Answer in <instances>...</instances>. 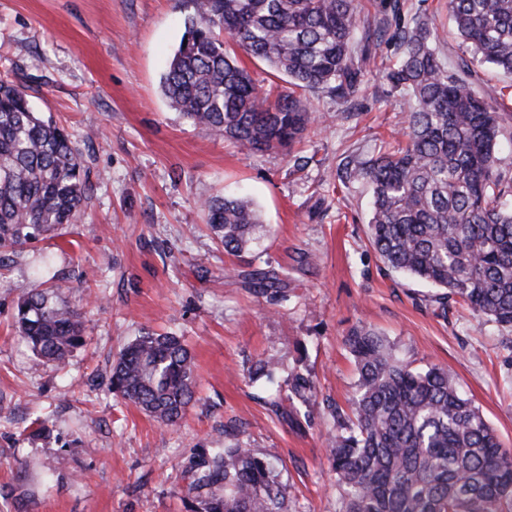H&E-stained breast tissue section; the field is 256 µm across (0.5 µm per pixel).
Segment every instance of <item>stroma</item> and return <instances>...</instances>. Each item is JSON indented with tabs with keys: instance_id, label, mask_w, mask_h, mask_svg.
I'll return each instance as SVG.
<instances>
[{
	"instance_id": "obj_1",
	"label": "stroma",
	"mask_w": 512,
	"mask_h": 512,
	"mask_svg": "<svg viewBox=\"0 0 512 512\" xmlns=\"http://www.w3.org/2000/svg\"><path fill=\"white\" fill-rule=\"evenodd\" d=\"M402 3L405 17H429L452 65L462 47L448 0ZM187 14L180 0H0V72L27 86L37 112L86 134L92 183L81 223L0 254V512H188L183 466L197 448L237 441L281 468L289 512H338L330 409L356 391L345 338L359 325L412 368H447L512 448V330L454 302L440 316L434 289L370 245L369 187L337 178L340 163L402 139L384 76L393 27L350 100L308 93L315 121L301 143L248 155L161 92ZM216 195L253 201L266 228L256 250L225 254L200 208ZM266 265L286 276L284 298L244 283ZM54 283L68 284L85 336L61 369L12 327L17 300ZM148 331L182 336L194 356L195 400L174 427L109 389L114 356ZM269 354L273 375H252ZM298 374L316 386L305 402ZM277 393L280 416L268 404ZM37 418L47 429L34 437Z\"/></svg>"
}]
</instances>
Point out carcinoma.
<instances>
[{
    "instance_id": "cac0c4a2",
    "label": "carcinoma",
    "mask_w": 512,
    "mask_h": 512,
    "mask_svg": "<svg viewBox=\"0 0 512 512\" xmlns=\"http://www.w3.org/2000/svg\"><path fill=\"white\" fill-rule=\"evenodd\" d=\"M185 30L161 89L187 121L247 153L290 148L312 121L302 94L346 100L364 83L380 41L358 0H184ZM396 24L398 59L385 77L408 101L405 141L357 162L341 181L371 187L370 241L384 264L467 306L477 320L512 328V174L501 168L503 113L475 94V66L512 75V0H448L464 47L457 71L438 57L435 31L401 0H382ZM249 57L288 77L276 97L241 65ZM90 170L80 140L33 111L27 89L0 74V250L78 223ZM202 208L224 252L237 255L264 225L244 198L215 196ZM248 284L281 294L277 272L258 268ZM61 286L16 304L14 324L42 360L63 364L84 342ZM358 374L351 416L336 415L327 449L340 512H512V449L448 370H416L387 340L360 325L345 339ZM112 392L166 426L194 400L193 357L180 337L145 333L112 366ZM190 512H288L276 463L241 442L203 448L182 471Z\"/></svg>"
}]
</instances>
